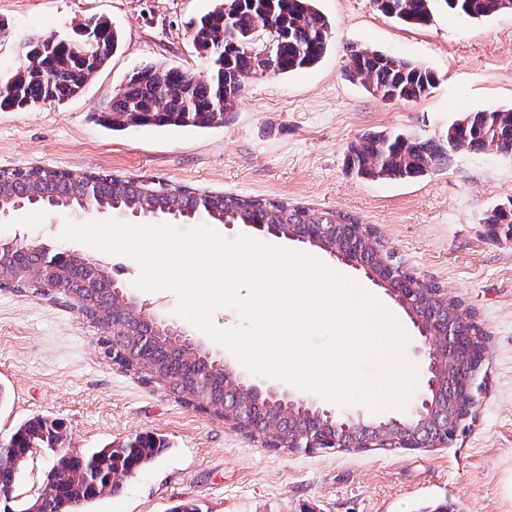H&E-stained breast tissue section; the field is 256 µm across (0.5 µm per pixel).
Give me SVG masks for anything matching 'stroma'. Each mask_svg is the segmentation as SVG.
Segmentation results:
<instances>
[{
	"instance_id": "35a3bbf8",
	"label": "stroma",
	"mask_w": 512,
	"mask_h": 512,
	"mask_svg": "<svg viewBox=\"0 0 512 512\" xmlns=\"http://www.w3.org/2000/svg\"><path fill=\"white\" fill-rule=\"evenodd\" d=\"M212 0H0V76L22 62L29 39L73 38L81 23L111 21L122 43L83 91L31 108L0 110V170L31 167L95 172L171 186L280 199L356 216L376 227L398 262L439 284L476 312L491 349L475 422L444 448L398 452H273L164 391L120 372L100 354V332L61 302L0 289V438L40 415L61 424L71 452L115 445L138 434L165 451L89 512H430L441 503L465 512H512V239L490 235L484 218L512 197V155L463 149L411 181L364 180L347 166L348 145L366 133L398 131L429 139L468 112L512 109V13L476 20L436 8L409 27L373 0H317L332 25L328 52L311 68L245 77L233 115L219 128L142 126L115 131L100 120L116 90L146 65L207 78L193 47L192 19ZM391 54L427 68L430 92L385 102L348 75L351 50ZM116 221L172 225L163 215L7 208L0 238L50 242L112 265L113 278L159 318L174 323L240 377H253L227 347L179 315L175 289L137 287L142 268L125 253L65 238L68 226ZM241 236L306 254L377 298L409 337L416 330L387 294L357 269L317 248L244 224H217ZM279 394L368 420L400 415L395 404H348L284 379ZM41 450L22 466L17 501L37 497L53 465Z\"/></svg>"
}]
</instances>
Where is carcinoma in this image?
I'll use <instances>...</instances> for the list:
<instances>
[{
	"label": "carcinoma",
	"mask_w": 512,
	"mask_h": 512,
	"mask_svg": "<svg viewBox=\"0 0 512 512\" xmlns=\"http://www.w3.org/2000/svg\"><path fill=\"white\" fill-rule=\"evenodd\" d=\"M472 19L501 13L500 0H373L384 15L411 26L430 21L436 2ZM236 13L237 29L224 37V16ZM273 15L285 32L279 46L276 72L291 73L318 63L331 40V23L315 6V0H215L194 28L193 43L200 53L210 55L213 71L208 81L190 73L147 65L133 73L126 86L112 98L104 121L114 130L130 126H224L228 111L240 92L220 93L222 80L259 73L255 48L265 35L262 17ZM101 39L109 51L99 57L88 55L80 40L37 39L29 41L25 62L3 80L0 107H23L36 102L61 100L79 94L87 81L112 56L120 34L106 21L100 22ZM349 74L383 101H413L433 87L431 72L400 58L378 51L353 50ZM512 152V110L464 114L437 139H410L401 134H375L350 143L347 160L360 177L370 180L409 181L438 168L452 153L462 150ZM16 202L33 210L47 208L84 210L103 208L115 212L163 214L183 222L250 224L279 227L290 234L315 242V247L332 254L339 251L399 289L409 275L391 274L375 258L376 249L358 231L359 219L334 211L316 213L284 200H269L233 193H197L192 189L148 184L137 179L105 175L95 178L66 171L32 167L0 174V205ZM501 234L512 238V198L499 204L485 217ZM40 261L33 251L0 254V281H11L31 291L25 270ZM56 287L79 299V311L93 326L112 327L104 337L107 350L119 357L125 371L139 373L149 363V377L177 402L196 410L209 408L214 417L224 418V403L232 400L237 376L209 354L198 351L188 356L183 344L161 331L156 323L143 322L142 306L132 299L122 302L112 288L107 267H87L81 258L60 250L57 254ZM415 309L441 334L455 336L449 353L448 385L436 398L426 417L392 428L399 438L424 440L435 425L452 431L465 425V406L470 402L471 383L478 366L488 357L489 342L477 322L458 315L461 300L447 295L432 283H417L413 292ZM282 403L266 393L255 395L240 408L245 416L264 420L257 441L283 445L306 434L326 437L332 429L315 420L314 413L298 411L288 421L281 417ZM64 434L53 420L33 417L21 423L12 435L0 440V456L27 460L33 453L62 444ZM163 451L161 443L137 436L114 448L91 454L63 453L49 471L48 512H82L92 502L118 493L123 483Z\"/></svg>",
	"instance_id": "1"
}]
</instances>
